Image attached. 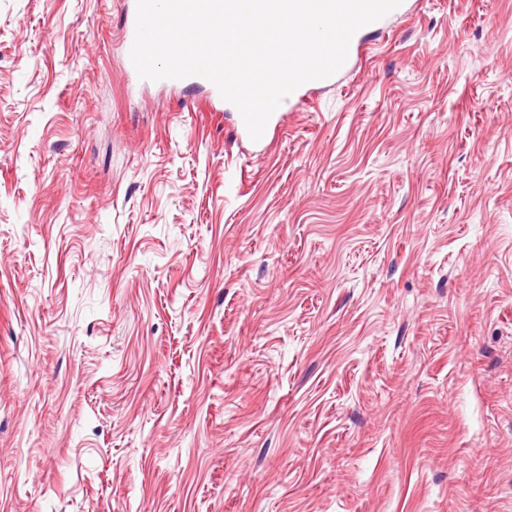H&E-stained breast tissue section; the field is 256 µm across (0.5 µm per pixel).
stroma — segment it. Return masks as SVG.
<instances>
[{
    "instance_id": "obj_1",
    "label": "stroma",
    "mask_w": 512,
    "mask_h": 512,
    "mask_svg": "<svg viewBox=\"0 0 512 512\" xmlns=\"http://www.w3.org/2000/svg\"><path fill=\"white\" fill-rule=\"evenodd\" d=\"M122 25L0 0V512H512V0H402L262 145ZM136 17H137V3L136 0H129L127 2V8L125 13V21L122 28V43L125 50V64L126 73L130 78L135 80L137 83L142 85H161L171 89H183L186 87H202L208 92L209 102L211 104L222 103L224 100L217 89V87L201 76H189L183 79H161L157 81L141 79L137 73V70L131 60V49L135 39L136 33Z\"/></svg>"
}]
</instances>
